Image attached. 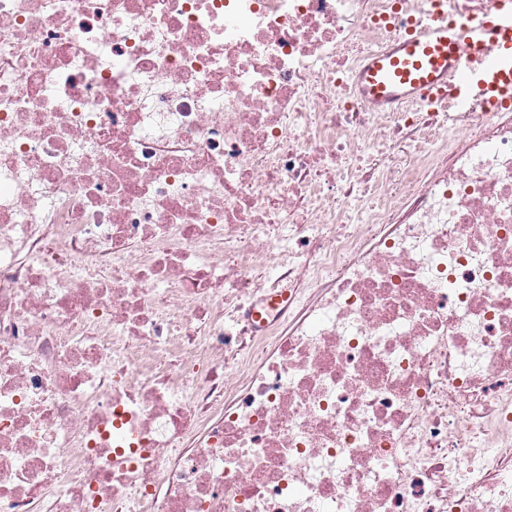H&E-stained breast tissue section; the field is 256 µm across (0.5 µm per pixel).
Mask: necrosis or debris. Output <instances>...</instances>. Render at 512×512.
I'll use <instances>...</instances> for the list:
<instances>
[{
	"label": "necrosis or debris",
	"mask_w": 512,
	"mask_h": 512,
	"mask_svg": "<svg viewBox=\"0 0 512 512\" xmlns=\"http://www.w3.org/2000/svg\"><path fill=\"white\" fill-rule=\"evenodd\" d=\"M428 7L0 0V512H512V113L354 81Z\"/></svg>",
	"instance_id": "necrosis-or-debris-1"
}]
</instances>
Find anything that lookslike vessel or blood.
Masks as SVG:
<instances>
[{
  "label": "vessel or blood",
  "instance_id": "vessel-or-blood-1",
  "mask_svg": "<svg viewBox=\"0 0 512 512\" xmlns=\"http://www.w3.org/2000/svg\"><path fill=\"white\" fill-rule=\"evenodd\" d=\"M356 82L377 104L446 95L462 109L474 102L511 109L512 0H493L488 13L465 26L436 0L420 28L370 56Z\"/></svg>",
  "mask_w": 512,
  "mask_h": 512
}]
</instances>
